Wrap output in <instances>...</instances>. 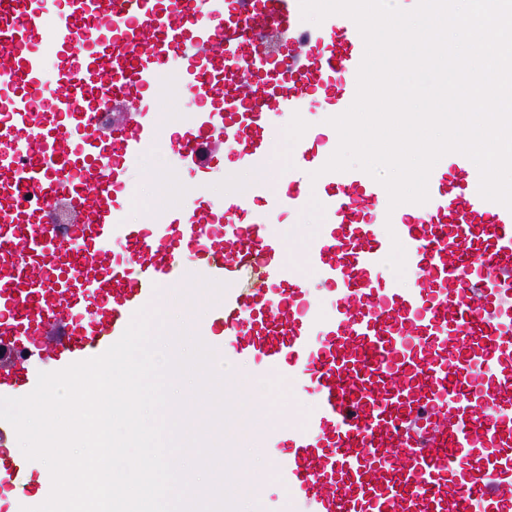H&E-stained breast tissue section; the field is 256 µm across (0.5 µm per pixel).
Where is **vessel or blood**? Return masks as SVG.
<instances>
[{"instance_id": "obj_1", "label": "vessel or blood", "mask_w": 512, "mask_h": 512, "mask_svg": "<svg viewBox=\"0 0 512 512\" xmlns=\"http://www.w3.org/2000/svg\"><path fill=\"white\" fill-rule=\"evenodd\" d=\"M125 3L118 16L114 0H0V73L13 79L0 96V395L33 391L30 356L61 370L101 355L190 274L225 285L197 335L227 363L303 382L310 398L299 423L256 404L270 420L256 512H283L287 500L300 512H512V211L483 199L477 167L451 153L447 171L429 175L428 202L403 211H389L362 170L324 172L330 220L301 264L287 263L271 220L307 200L289 170L281 190L256 182L266 208L245 225L225 221L232 200L119 225V159L152 143L145 100L165 90L173 55L184 60L178 89L220 104L178 136V151L210 164L230 145L262 169L272 117L307 114L318 89L346 111L364 54L346 16L303 29L299 0ZM51 15L50 70L37 44ZM269 31L287 34V52L263 48ZM107 83L131 109L103 133L95 112ZM298 142L299 165L322 170L308 132ZM60 196L76 213L67 237L46 219ZM395 238L414 287L385 263ZM121 241L130 263L113 259ZM22 471L1 447L0 481Z\"/></svg>"}]
</instances>
